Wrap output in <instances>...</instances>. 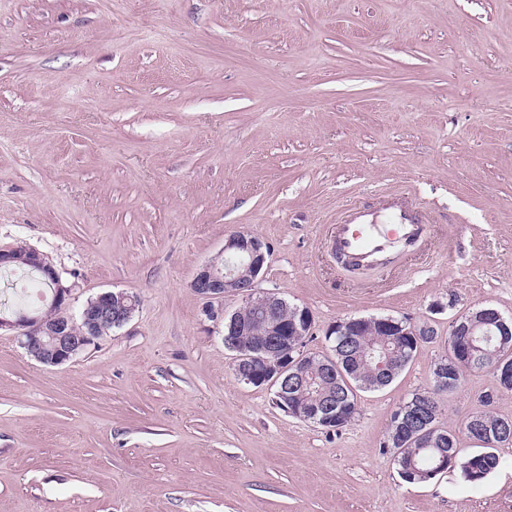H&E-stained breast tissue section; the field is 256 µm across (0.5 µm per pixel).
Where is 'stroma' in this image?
I'll return each mask as SVG.
<instances>
[{
	"mask_svg": "<svg viewBox=\"0 0 512 512\" xmlns=\"http://www.w3.org/2000/svg\"><path fill=\"white\" fill-rule=\"evenodd\" d=\"M399 191L428 239L350 272L341 209ZM315 320L437 335L327 431L239 381L190 288L225 239ZM42 253L72 308L137 295L125 326L47 368L0 333V512H512V446L482 483L404 482L394 410L434 388L448 325L512 318V0H0V248ZM491 371L440 394L466 418Z\"/></svg>",
	"mask_w": 512,
	"mask_h": 512,
	"instance_id": "stroma-1",
	"label": "stroma"
}]
</instances>
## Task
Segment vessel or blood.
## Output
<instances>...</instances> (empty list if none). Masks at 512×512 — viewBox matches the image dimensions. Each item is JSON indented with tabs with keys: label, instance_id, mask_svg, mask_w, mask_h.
Here are the masks:
<instances>
[{
	"label": "vessel or blood",
	"instance_id": "obj_1",
	"mask_svg": "<svg viewBox=\"0 0 512 512\" xmlns=\"http://www.w3.org/2000/svg\"><path fill=\"white\" fill-rule=\"evenodd\" d=\"M382 208L390 215V223H376L373 212L353 206L337 224L333 249L346 268L356 271L388 265L399 249L415 246L427 236L428 227L414 202L390 194Z\"/></svg>",
	"mask_w": 512,
	"mask_h": 512
}]
</instances>
